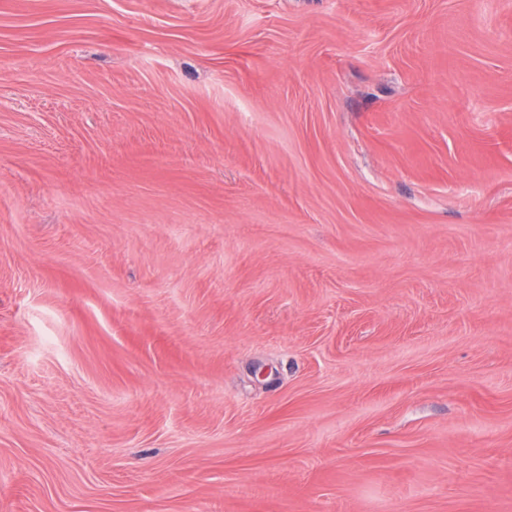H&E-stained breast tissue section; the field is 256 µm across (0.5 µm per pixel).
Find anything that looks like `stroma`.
<instances>
[{
	"label": "stroma",
	"mask_w": 512,
	"mask_h": 512,
	"mask_svg": "<svg viewBox=\"0 0 512 512\" xmlns=\"http://www.w3.org/2000/svg\"><path fill=\"white\" fill-rule=\"evenodd\" d=\"M0 512H512V0H0Z\"/></svg>",
	"instance_id": "35a3bbf8"
}]
</instances>
